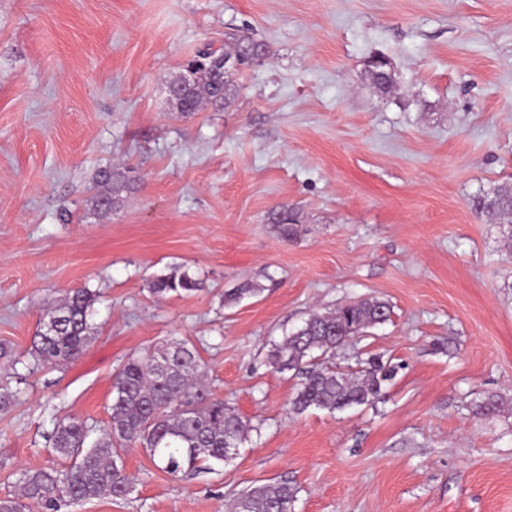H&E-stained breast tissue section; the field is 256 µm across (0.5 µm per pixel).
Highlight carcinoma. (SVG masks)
I'll list each match as a JSON object with an SVG mask.
<instances>
[{"mask_svg":"<svg viewBox=\"0 0 512 512\" xmlns=\"http://www.w3.org/2000/svg\"><path fill=\"white\" fill-rule=\"evenodd\" d=\"M224 53L210 47L197 52L184 66V74L170 81L178 87L176 110L187 114L205 105L222 106L228 100L227 80L221 59ZM109 193L94 197L93 206L109 210L119 202L129 182L120 173L103 172ZM483 211L512 223V190L498 189L483 198ZM201 283L187 274L155 279L151 292L189 295ZM96 295L87 289L69 292L47 314L32 346L34 357L46 364L68 365L77 360L95 336L92 323ZM390 305L379 299L348 303L315 313L271 351L279 371L300 377L291 410L300 415L311 409L330 413L373 406L382 399V384L396 367L380 354L357 356L355 365L331 362L336 351L390 317ZM55 331L45 333L47 325ZM502 397L491 395L472 402L477 415L501 412ZM111 424L104 436L85 446L88 431L77 418L55 424L50 436L53 451L70 460L64 468L24 469L19 473L20 494L0 498V512L62 510L104 495L123 497L131 489L123 455L143 448L161 471L177 477L187 471L213 470L224 464L227 444L248 441L257 430L251 420L216 398L201 380V365L194 348L185 343L153 354L129 358L113 385ZM297 489L286 481L254 487L233 499L232 512H292Z\"/></svg>","mask_w":512,"mask_h":512,"instance_id":"cac0c4a2","label":"carcinoma"}]
</instances>
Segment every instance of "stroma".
Masks as SVG:
<instances>
[{
    "mask_svg": "<svg viewBox=\"0 0 512 512\" xmlns=\"http://www.w3.org/2000/svg\"><path fill=\"white\" fill-rule=\"evenodd\" d=\"M234 32L262 59L229 71V104L177 112L170 80ZM106 168L132 182L100 213ZM498 187L512 0H0V498L55 462V423L103 436L129 357L185 342L250 442L178 477L131 449L133 492L75 512H228L273 481L297 488L293 512H512V411L469 408L512 402L511 229L476 210ZM182 273L201 290L152 293ZM79 288L99 296L95 338L69 365L35 363L44 313ZM373 297L389 321L336 361L398 364L384 402L293 414L298 378L274 345Z\"/></svg>",
    "mask_w": 512,
    "mask_h": 512,
    "instance_id": "1",
    "label": "stroma"
}]
</instances>
